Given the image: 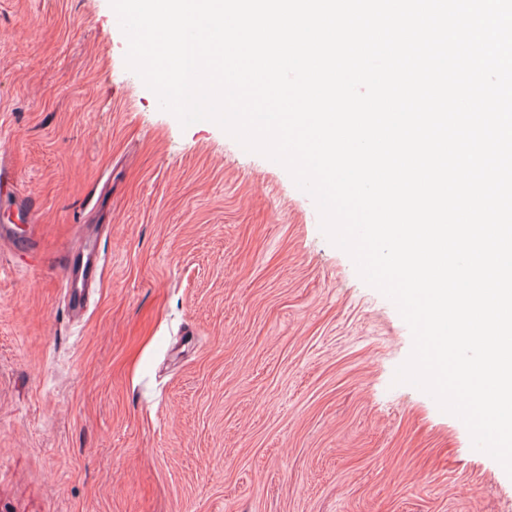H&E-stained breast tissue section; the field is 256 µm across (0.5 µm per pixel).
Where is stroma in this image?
Returning <instances> with one entry per match:
<instances>
[{"label":"stroma","instance_id":"35a3bbf8","mask_svg":"<svg viewBox=\"0 0 512 512\" xmlns=\"http://www.w3.org/2000/svg\"><path fill=\"white\" fill-rule=\"evenodd\" d=\"M110 0H0V512H512V476L394 381L396 306L281 166L181 126ZM86 228L83 313L54 266Z\"/></svg>","mask_w":512,"mask_h":512}]
</instances>
